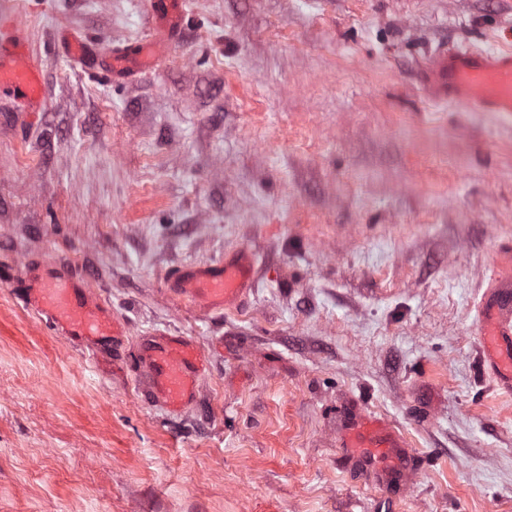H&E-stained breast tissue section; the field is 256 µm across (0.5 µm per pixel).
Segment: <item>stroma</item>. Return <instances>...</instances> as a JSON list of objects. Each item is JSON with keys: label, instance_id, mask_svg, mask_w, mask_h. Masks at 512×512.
Instances as JSON below:
<instances>
[{"label": "stroma", "instance_id": "stroma-1", "mask_svg": "<svg viewBox=\"0 0 512 512\" xmlns=\"http://www.w3.org/2000/svg\"><path fill=\"white\" fill-rule=\"evenodd\" d=\"M46 86L0 96V512H512V394L478 305L512 240V116L429 100L443 45L512 50V0H183L151 74L52 46L137 42L153 0H12ZM247 249L252 293L200 311L168 274ZM129 330L100 363L23 302L47 266ZM210 353L195 408L147 400L144 339ZM396 424L410 477L342 445Z\"/></svg>", "mask_w": 512, "mask_h": 512}]
</instances>
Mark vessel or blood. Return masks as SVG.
I'll return each mask as SVG.
<instances>
[{
	"mask_svg": "<svg viewBox=\"0 0 512 512\" xmlns=\"http://www.w3.org/2000/svg\"><path fill=\"white\" fill-rule=\"evenodd\" d=\"M157 26L151 38L111 47L99 53L85 36L62 34V51L107 81L118 83L151 71L157 59L176 43L185 17L178 0H157ZM420 82L435 101L472 105L488 112L512 114V53H489L469 47L438 49L422 66ZM0 95L19 100L25 111L38 112L45 91L21 24L0 34ZM254 258L248 251L206 266H182L170 279L172 291L194 306L213 310L239 304L253 289ZM490 291L481 300V365L497 387L512 391V244L498 247ZM25 305L59 333L78 337L91 351L100 342L124 335L128 326L100 299L87 279L61 268L48 269L27 291ZM142 363L150 374V397L170 412L179 413L196 399V381L206 355L185 336L159 333L144 345ZM343 444L358 449L361 463L397 458L399 465L381 472L383 482H404L408 450L389 423L353 413L346 420Z\"/></svg>",
	"mask_w": 512,
	"mask_h": 512,
	"instance_id": "vessel-or-blood-1",
	"label": "vessel or blood"
}]
</instances>
